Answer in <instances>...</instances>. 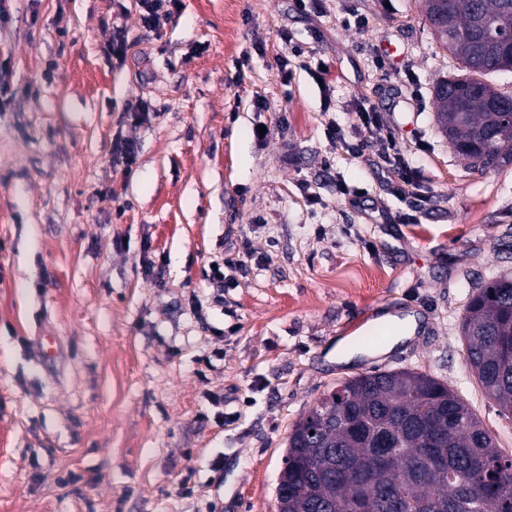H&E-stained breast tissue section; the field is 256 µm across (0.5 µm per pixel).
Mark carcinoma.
Instances as JSON below:
<instances>
[{
    "mask_svg": "<svg viewBox=\"0 0 512 512\" xmlns=\"http://www.w3.org/2000/svg\"><path fill=\"white\" fill-rule=\"evenodd\" d=\"M460 74L434 86L435 122L468 165L512 160V94L484 80L512 72V0H423ZM460 333L501 416L512 417V275L475 292ZM278 512H512V456L446 383L414 368L355 376L292 427Z\"/></svg>",
    "mask_w": 512,
    "mask_h": 512,
    "instance_id": "carcinoma-1",
    "label": "carcinoma"
}]
</instances>
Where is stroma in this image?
Instances as JSON below:
<instances>
[{
	"label": "stroma",
	"instance_id": "obj_1",
	"mask_svg": "<svg viewBox=\"0 0 512 512\" xmlns=\"http://www.w3.org/2000/svg\"><path fill=\"white\" fill-rule=\"evenodd\" d=\"M457 71L422 0H179L154 32L137 0H0V512H277L293 425L374 369L444 381L511 454L460 324L512 272V163L468 167L439 132ZM359 100L412 194L326 134ZM238 252L247 272L215 279ZM409 308L429 323L388 356L328 360Z\"/></svg>",
	"mask_w": 512,
	"mask_h": 512
}]
</instances>
